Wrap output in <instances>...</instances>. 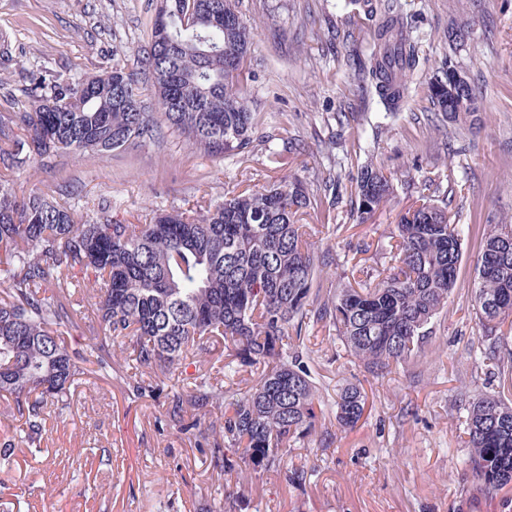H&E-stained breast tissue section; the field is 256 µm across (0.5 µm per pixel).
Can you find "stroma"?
Masks as SVG:
<instances>
[{"instance_id":"1","label":"stroma","mask_w":512,"mask_h":512,"mask_svg":"<svg viewBox=\"0 0 512 512\" xmlns=\"http://www.w3.org/2000/svg\"><path fill=\"white\" fill-rule=\"evenodd\" d=\"M411 18L420 64L407 80V102L385 119L377 100L361 96L358 75L375 49L377 19L346 0H239L254 29L241 85L261 112L249 162L194 152L167 124L153 141L109 157L64 154L54 167L33 159L16 171L14 189H32L78 215L99 209L115 221L146 224L156 213L202 212L224 197L295 176L314 197L304 221L318 251L334 258L321 278L334 288L359 245L387 244L398 212L419 198L423 178L437 188L461 231L462 258L448 306L436 318L425 354L373 377L318 327L303 352L319 393L334 403L358 385L369 407L352 429L334 416L319 420L288 451L289 467H304L295 488L271 473L254 481L248 512H512V495L484 497L464 460L466 410L497 391L498 380L474 371L471 353L481 331L471 306L475 265L487 225L512 224V0H400ZM159 0H0V42L15 62L0 67V114L24 111L33 74L54 70L72 80L110 70L124 56L138 72ZM468 33L448 42L449 27ZM455 66L477 89V124L448 120L431 109L423 84ZM287 126L292 148L277 134ZM278 148L269 158L267 147ZM390 174L395 193L367 220L351 201L360 168ZM335 177L339 195L324 193ZM69 408L47 406L39 453L14 447L0 466V512H210L214 501L239 492L236 473L211 463V445L178 430L166 417L177 381L167 375L154 391L136 364L102 369L88 363ZM52 482L55 498L40 488Z\"/></svg>"}]
</instances>
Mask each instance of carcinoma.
<instances>
[{"label": "carcinoma", "instance_id": "1", "mask_svg": "<svg viewBox=\"0 0 512 512\" xmlns=\"http://www.w3.org/2000/svg\"><path fill=\"white\" fill-rule=\"evenodd\" d=\"M351 3L381 17L362 91L394 115L406 97V76L419 64L417 47L395 0ZM158 11L167 37L152 23L138 58L158 111H148L143 87L116 63L88 94L80 82L42 72L29 110L0 116V398H13L27 425L5 442L39 447L44 406L69 407L87 361L61 331L70 322L66 304L78 293L101 332L99 363L134 361L163 374L194 367L167 417L182 430L186 410L195 412L194 428L212 439L216 466L240 472L246 486L284 470L288 448L325 413L302 362L315 325L335 330L347 355L370 373H391L422 352L448 304L461 236L425 181L420 203L398 216L390 274L375 283L364 270L357 286L326 298L314 283L334 259L315 251L301 223L312 200L298 178L226 197L193 217L160 213L147 224L114 222L106 210L79 222L41 192L17 197L12 174L31 157L46 166L61 152L104 158L147 141L161 119L205 156L249 158L257 116L238 77L253 28L237 0H160ZM425 94L453 121L475 117L477 95L468 83L449 91L436 78ZM393 193L382 169L362 167L359 218ZM78 273L87 280L80 292ZM475 273L472 309L489 341L475 358L482 367L512 338V224L487 225ZM216 336L227 351L218 368L210 342ZM242 368L255 377L243 393L218 378ZM497 374L500 391L468 403L465 420L467 465L490 497L512 488V365ZM366 404L359 387L344 388L334 403L336 421L355 427Z\"/></svg>", "mask_w": 512, "mask_h": 512}]
</instances>
